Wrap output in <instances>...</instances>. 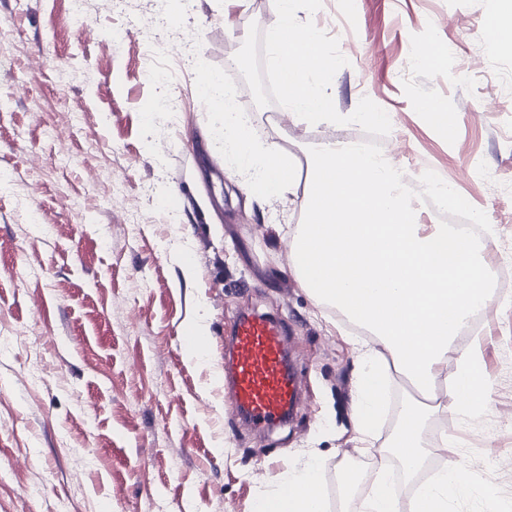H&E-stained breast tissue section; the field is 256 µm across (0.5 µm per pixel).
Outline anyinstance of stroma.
<instances>
[{
    "mask_svg": "<svg viewBox=\"0 0 512 512\" xmlns=\"http://www.w3.org/2000/svg\"><path fill=\"white\" fill-rule=\"evenodd\" d=\"M336 0L297 11L337 36L348 63L333 102L367 97L395 113L394 159L418 182H447L487 223L488 268L512 263V54L485 25L498 0ZM0 0V512H254L300 463L319 458L329 512H357L374 462L356 452L357 325L318 304L288 270L297 206L263 202L231 178L201 74L248 114V138L297 159L355 125L296 127L282 106L255 108L227 68L274 0ZM452 42L455 59L421 65L417 44ZM444 103L449 131L421 109ZM479 339L456 341L489 380L487 409L435 413L468 463L473 493L448 512H512V295L496 287ZM245 313L288 330L301 399L264 432L238 421L217 374ZM203 321L210 346L179 338ZM418 393L391 373L372 441L388 446ZM356 463L362 481L339 477Z\"/></svg>",
    "mask_w": 512,
    "mask_h": 512,
    "instance_id": "35a3bbf8",
    "label": "stroma"
}]
</instances>
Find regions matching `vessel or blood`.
<instances>
[{
    "instance_id": "1",
    "label": "vessel or blood",
    "mask_w": 512,
    "mask_h": 512,
    "mask_svg": "<svg viewBox=\"0 0 512 512\" xmlns=\"http://www.w3.org/2000/svg\"><path fill=\"white\" fill-rule=\"evenodd\" d=\"M287 341L281 323L263 314L241 317L233 327L232 349L224 357V388L235 410L254 428L282 423L297 403Z\"/></svg>"
}]
</instances>
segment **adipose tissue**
Instances as JSON below:
<instances>
[{
	"label": "adipose tissue",
	"instance_id": "1",
	"mask_svg": "<svg viewBox=\"0 0 512 512\" xmlns=\"http://www.w3.org/2000/svg\"><path fill=\"white\" fill-rule=\"evenodd\" d=\"M200 92L215 105L223 144L240 160L241 184L265 199L299 197L303 220L289 244L290 271L318 303L335 307L370 336L356 348L355 432L360 451L376 460L362 512H447L449 491L469 486L464 462L449 459L432 483L403 503L391 486L390 460L417 473L427 454L423 431L430 412L475 417L489 402L483 371L454 351L473 308L493 302L482 249L447 225L424 224L423 209L393 159L378 160L339 137L319 143L306 173H299L294 156L245 137L221 74H209ZM451 360L455 371L443 375ZM393 369L425 400L409 406L388 447L376 448L371 438ZM320 468L314 459L292 469L277 492L260 496L255 512H326Z\"/></svg>",
	"mask_w": 512,
	"mask_h": 512
}]
</instances>
